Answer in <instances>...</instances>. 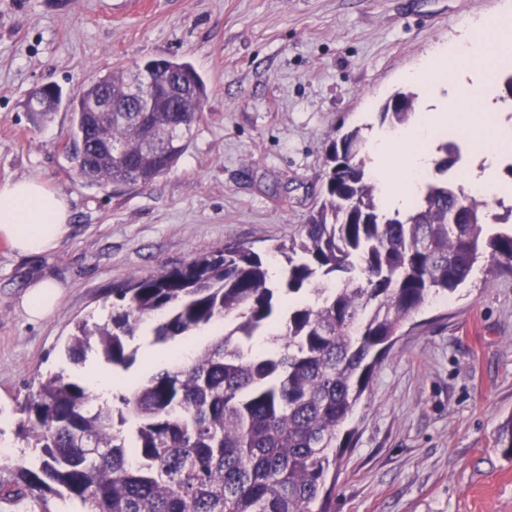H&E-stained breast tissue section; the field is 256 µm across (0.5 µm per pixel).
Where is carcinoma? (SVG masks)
<instances>
[{"mask_svg": "<svg viewBox=\"0 0 512 512\" xmlns=\"http://www.w3.org/2000/svg\"><path fill=\"white\" fill-rule=\"evenodd\" d=\"M158 63L185 77L187 111H172L174 101L159 95L139 120L104 122L86 102L123 96L125 76L115 70L69 100L68 157L86 183L150 184L186 152L207 88L188 63L149 61ZM416 99L394 95L381 124L408 125ZM60 101L47 85L28 108L45 114ZM363 148L360 127L332 142L323 197L304 236L272 248L278 284L267 258L228 244L112 289L110 319L93 330L77 325L70 359L94 346L125 372L136 360L131 342L144 331L155 344L219 322L224 332L189 363L176 359L109 403L61 372L40 381L17 426L36 462L0 477V499L57 497L81 512H331L346 447L339 434L404 324L429 298L455 291L479 258L492 270L512 265V229L485 230L490 218L512 225V203L497 200L491 215L486 202L444 178L456 143H438L435 174L406 212L381 207ZM337 277L342 285L329 287ZM258 336L273 347L253 350ZM496 444L512 458V416Z\"/></svg>", "mask_w": 512, "mask_h": 512, "instance_id": "cac0c4a2", "label": "carcinoma"}]
</instances>
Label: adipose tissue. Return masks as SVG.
Here are the masks:
<instances>
[{
	"mask_svg": "<svg viewBox=\"0 0 512 512\" xmlns=\"http://www.w3.org/2000/svg\"><path fill=\"white\" fill-rule=\"evenodd\" d=\"M66 198L34 178L0 185V240L22 256H42L56 250L70 229ZM61 295L47 279L31 283L20 305L30 321L49 315Z\"/></svg>",
	"mask_w": 512,
	"mask_h": 512,
	"instance_id": "1",
	"label": "adipose tissue"
}]
</instances>
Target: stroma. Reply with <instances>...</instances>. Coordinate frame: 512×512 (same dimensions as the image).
<instances>
[{"instance_id": "stroma-1", "label": "stroma", "mask_w": 512, "mask_h": 512, "mask_svg": "<svg viewBox=\"0 0 512 512\" xmlns=\"http://www.w3.org/2000/svg\"><path fill=\"white\" fill-rule=\"evenodd\" d=\"M512 0H0V184L42 180L64 195L70 230L36 259L0 241V449L33 455L16 436L20 409L47 371L83 377L97 363L66 356L78 323L101 324L112 291L160 267L228 244L259 250L300 239L318 201L325 155L345 131L372 139L381 106L468 20ZM151 59L190 63L208 96L188 150L148 185H88L67 154L71 114L27 112L54 84H86ZM50 279L62 297L46 319L20 306ZM512 416V272L473 273L429 299L378 364L349 424L333 512H512V459L495 446Z\"/></svg>"}]
</instances>
